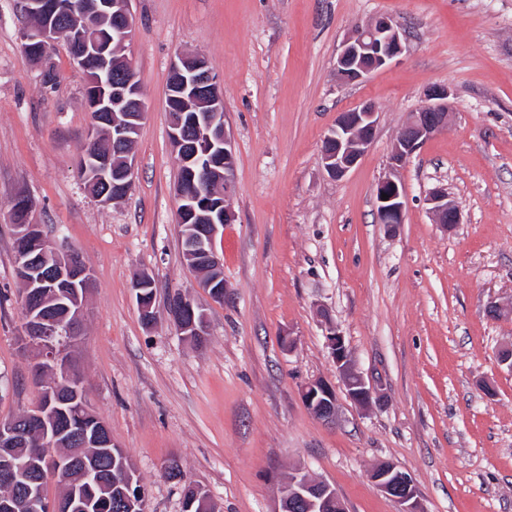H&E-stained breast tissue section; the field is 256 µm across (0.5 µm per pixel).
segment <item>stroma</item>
Instances as JSON below:
<instances>
[{
  "instance_id": "1",
  "label": "stroma",
  "mask_w": 512,
  "mask_h": 512,
  "mask_svg": "<svg viewBox=\"0 0 512 512\" xmlns=\"http://www.w3.org/2000/svg\"><path fill=\"white\" fill-rule=\"evenodd\" d=\"M130 9L127 54L147 112L133 189L104 207L76 174L91 124L85 72L57 45V85L46 92L20 48L17 0H0V419L37 396L9 211L23 194L31 221L48 238L67 236L91 272L73 360L148 512H181L187 480L219 512H277L296 472L330 484L348 512H398L370 479L382 461L413 478L424 512H512V370L497 359L512 342V0H131ZM379 15L402 28L403 54L339 83L345 38ZM178 53L210 62L233 137L235 221L215 242L221 303L186 265L176 222L165 97ZM434 85L450 90L446 128L391 170L398 133ZM365 102L378 112L374 142L330 179L322 142L340 113ZM392 173L407 206L388 234L374 186ZM438 187L461 207L454 228L428 212ZM143 270L155 282L149 327L132 288ZM178 292L207 314L204 345L168 317ZM493 303L506 315L490 317ZM330 323L380 406L344 397ZM315 379L340 394L336 423L303 402ZM173 459L183 481L166 475Z\"/></svg>"
}]
</instances>
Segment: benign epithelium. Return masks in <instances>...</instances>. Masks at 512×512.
Returning a JSON list of instances; mask_svg holds the SVG:
<instances>
[{
    "label": "benign epithelium",
    "mask_w": 512,
    "mask_h": 512,
    "mask_svg": "<svg viewBox=\"0 0 512 512\" xmlns=\"http://www.w3.org/2000/svg\"><path fill=\"white\" fill-rule=\"evenodd\" d=\"M129 4L130 0H80L75 6L69 0H20L21 10L38 20L35 26L21 33L23 51L45 57L62 41L73 64L83 70L92 64L100 76L112 78L111 92L94 88L92 96L87 98V106L91 113L112 112V142L115 144L135 141L146 112L135 71L123 54L134 28ZM402 52L403 38L398 26L389 17L377 16L344 40L336 58L337 76L345 83L363 81ZM448 95V88L433 86L425 104L409 113L392 148V168L404 166L430 137L446 127ZM166 109L171 141L177 149L179 166L185 177L192 181L197 172H204L212 184L207 192L187 191L181 181L176 184V223L182 228L183 255L192 266L203 265L215 273L214 277L203 280L201 287L208 291L211 299L222 302L224 294L218 289H225L227 285L222 282V259L215 250V239L224 225L235 220L228 204L235 189L234 150L231 132L224 121V95L206 57L182 53L174 57ZM377 116L372 103L339 114L321 149L322 164L331 177L340 179L357 166L371 147ZM79 170L84 181L103 186L94 198L100 204L108 205L112 198L133 188V150L126 149L114 156L86 152L80 159ZM374 194L378 223L388 232L395 231L405 218L404 185L386 176L375 184ZM384 194L388 199H382ZM427 204L436 223L448 228L460 223V208L448 197L446 190L431 191ZM13 229L14 237L28 241L32 249H40L35 256L28 252L16 255V266L23 272L20 277L23 296H29L33 289L44 285L36 274L41 264L50 260L57 268L54 283L78 282L89 287L88 270L77 261L70 246L61 240L51 243L46 236H38L41 226L29 221L17 223ZM148 281L149 274L143 272L133 285L142 321L147 326L154 322V313L152 305L144 302L140 289L147 287ZM175 298L179 305L170 313V319L180 335H196L197 324L205 321V313L191 296L177 293ZM82 312L81 301L73 307H65L64 312L55 317L43 315L28 306L24 309L22 340L30 350L41 354L48 370V375L38 379L39 396L47 398V403H36L29 409L26 420L37 429L40 440L52 447L59 446L64 435L55 426L56 414H70L79 419L85 410V389L71 370L68 358L79 332ZM325 338L349 400L366 410L380 403V392L355 368L344 337L336 327H328ZM302 396L316 417L328 423L336 422L337 396L327 381L316 379L306 383ZM370 479L379 491L400 506L399 512H424L411 476L393 463L377 464L370 472ZM286 503L291 506L305 504L311 512H347L331 485L308 477L288 479L281 495V504ZM57 504L59 501H50L41 495H30L26 499L28 512H53V506Z\"/></svg>",
    "instance_id": "1"
}]
</instances>
